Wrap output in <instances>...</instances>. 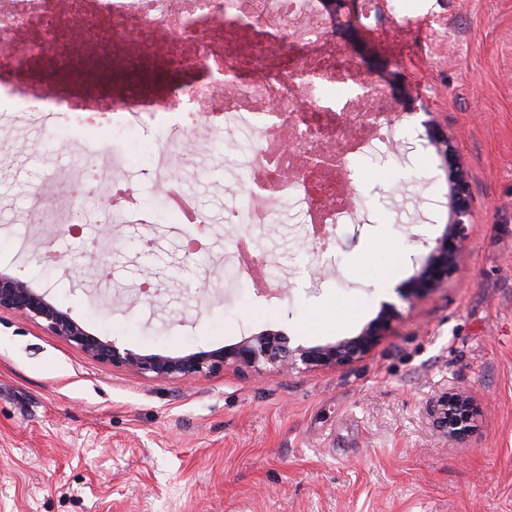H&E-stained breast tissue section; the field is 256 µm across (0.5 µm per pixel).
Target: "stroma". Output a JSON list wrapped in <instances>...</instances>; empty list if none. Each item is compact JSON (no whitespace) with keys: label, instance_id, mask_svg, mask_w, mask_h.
I'll return each instance as SVG.
<instances>
[{"label":"stroma","instance_id":"35a3bbf8","mask_svg":"<svg viewBox=\"0 0 512 512\" xmlns=\"http://www.w3.org/2000/svg\"><path fill=\"white\" fill-rule=\"evenodd\" d=\"M365 29L323 7L325 54L386 92L387 145L351 155L362 203L331 255H311L309 219L285 200L252 234L224 212L259 136L220 132L182 169L209 222L203 250L136 183L152 221L31 223L48 174L68 180L107 131L65 137L0 119V271L21 277L91 334L180 357L264 330L315 347L357 336L381 302L388 332L339 367L233 365L185 383L87 356L42 322L0 313V512H512V0H358ZM422 100L467 169L471 256L415 303L395 289L450 219L448 172ZM255 238L270 282L228 276L235 239ZM466 389L463 440L429 415Z\"/></svg>","mask_w":512,"mask_h":512}]
</instances>
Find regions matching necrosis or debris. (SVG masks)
Segmentation results:
<instances>
[{
  "instance_id": "4bbe7bcc",
  "label": "necrosis or debris",
  "mask_w": 512,
  "mask_h": 512,
  "mask_svg": "<svg viewBox=\"0 0 512 512\" xmlns=\"http://www.w3.org/2000/svg\"><path fill=\"white\" fill-rule=\"evenodd\" d=\"M295 21L304 23L309 41L321 39L323 17L314 0H0V112L34 116L47 124L68 114L91 125L161 124L167 144L142 175L159 185L177 224L208 221L176 177L196 152L190 131H257L263 143L245 162L254 191L241 209L225 216V223L264 229L273 223L281 201L294 195L312 222L346 224L360 202L348 199L342 174L296 179L292 173L295 153L313 156L328 149L341 132L340 112L325 107L324 101L332 91L347 89L353 67L333 58L308 57L299 73L317 107L297 108L286 70L267 65L276 32ZM119 48L162 52L176 69L193 72L195 78L159 96L134 85L114 99L79 85L59 88L49 80L23 76L45 57L65 67L85 52L106 55ZM270 101L279 104L294 132V151L275 148L278 122L260 119L259 105ZM126 167L125 158L110 150L78 168L77 179L84 184L96 182L105 169L121 175L91 218L95 222L109 224L136 209Z\"/></svg>"
}]
</instances>
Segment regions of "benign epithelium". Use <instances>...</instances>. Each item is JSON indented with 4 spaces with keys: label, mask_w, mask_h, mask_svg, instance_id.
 Returning <instances> with one entry per match:
<instances>
[{
    "label": "benign epithelium",
    "mask_w": 512,
    "mask_h": 512,
    "mask_svg": "<svg viewBox=\"0 0 512 512\" xmlns=\"http://www.w3.org/2000/svg\"><path fill=\"white\" fill-rule=\"evenodd\" d=\"M333 11L344 12V23L350 27L361 24L357 9L350 7V0H329ZM413 112H421L422 121L430 143L450 163L448 169L451 217L443 234L422 258L418 272L403 286L397 288L401 298L412 302L427 292L437 289L456 272L469 255L467 224L470 223L468 174L457 154L452 139L434 131L431 112L421 105ZM0 311H10L39 320L53 335L61 336L80 347L88 356L113 365H124L153 377L177 376L191 380L199 375L218 371L231 363L239 368L257 370L271 367L288 370L298 364L307 367L343 365L363 357L389 328L396 317V308L388 302L381 303L375 319L355 337L318 347L290 345L285 333L267 330L244 340L238 346L215 352L184 357L141 355L130 349H121L110 341L87 333L68 312L48 300L18 276L0 274ZM431 417L437 426L446 429L451 437H460L467 431L471 419L466 391L443 396Z\"/></svg>",
    "instance_id": "1"
}]
</instances>
